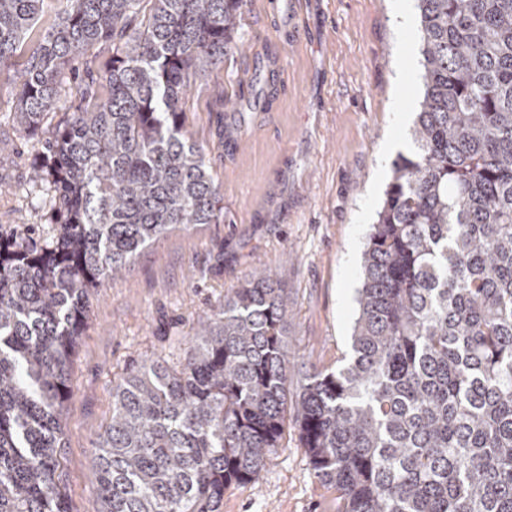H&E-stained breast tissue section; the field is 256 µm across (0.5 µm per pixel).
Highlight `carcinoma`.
Returning <instances> with one entry per match:
<instances>
[{
    "label": "carcinoma",
    "mask_w": 512,
    "mask_h": 512,
    "mask_svg": "<svg viewBox=\"0 0 512 512\" xmlns=\"http://www.w3.org/2000/svg\"><path fill=\"white\" fill-rule=\"evenodd\" d=\"M41 0H0V66ZM242 0H68L20 71L16 121L51 232L0 233V512H70L60 471L68 367L90 289L173 227L217 224L220 195L182 100L239 50ZM423 96L362 254L352 354L289 359L270 269L224 294L175 366L112 384L93 472L102 512H220L293 410L336 512H512V0H417ZM104 76L54 126L72 58ZM112 57V43H97L88 47L82 54L73 59L66 73L61 77L58 86L57 94L61 104L67 103L80 96L84 82L80 77L75 75L79 72L80 75L84 74L86 63L91 64L94 71ZM93 61V63H89Z\"/></svg>",
    "instance_id": "cac0c4a2"
}]
</instances>
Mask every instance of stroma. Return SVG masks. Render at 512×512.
<instances>
[{
	"mask_svg": "<svg viewBox=\"0 0 512 512\" xmlns=\"http://www.w3.org/2000/svg\"><path fill=\"white\" fill-rule=\"evenodd\" d=\"M240 52L196 81L183 100L224 199L216 224L173 229L122 275L90 291L88 323L69 367L61 468L70 512H101L95 444L112 418V382L148 357L179 363L209 307L250 273L276 269L293 319L291 360L336 368L350 354L361 255L392 165L414 145L422 96L416 0H243ZM73 59L57 94L80 96L87 63ZM22 58L0 69V231L49 224L34 189L41 153L14 118ZM269 86L252 85L254 74ZM237 128L226 142L220 126ZM400 147L388 150L390 141ZM220 512H336L289 424L259 477L224 490Z\"/></svg>",
	"mask_w": 512,
	"mask_h": 512,
	"instance_id": "1",
	"label": "stroma"
}]
</instances>
